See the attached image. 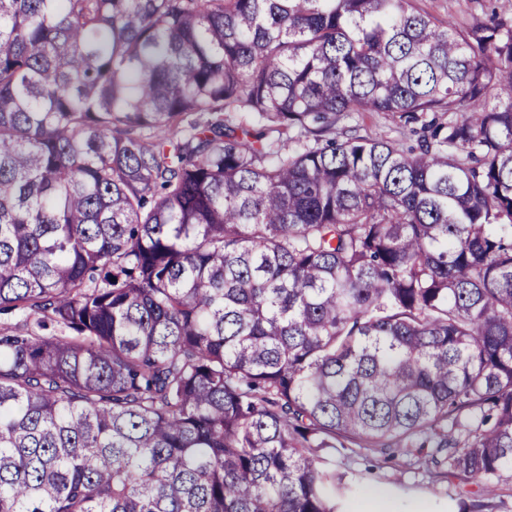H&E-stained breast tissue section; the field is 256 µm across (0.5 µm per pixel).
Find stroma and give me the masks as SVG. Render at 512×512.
<instances>
[{"mask_svg":"<svg viewBox=\"0 0 512 512\" xmlns=\"http://www.w3.org/2000/svg\"><path fill=\"white\" fill-rule=\"evenodd\" d=\"M440 26L488 22L491 15L512 17V0H417ZM359 134L414 143L411 127L375 112H355L348 120ZM325 469L346 487L343 508L356 512L365 488H385L395 512H512V468L503 471L493 494L448 474L430 448H404L395 457L348 442L321 453Z\"/></svg>","mask_w":512,"mask_h":512,"instance_id":"stroma-1","label":"stroma"}]
</instances>
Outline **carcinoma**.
Listing matches in <instances>:
<instances>
[{
    "label": "carcinoma",
    "mask_w": 512,
    "mask_h": 512,
    "mask_svg": "<svg viewBox=\"0 0 512 512\" xmlns=\"http://www.w3.org/2000/svg\"><path fill=\"white\" fill-rule=\"evenodd\" d=\"M415 2L0 0V512H340L339 438L494 488L512 20ZM342 125L356 127L359 135L394 140L399 144H414L416 137L412 127L420 125H409L393 121L389 116L375 112H354L349 119L344 120Z\"/></svg>",
    "instance_id": "1"
}]
</instances>
